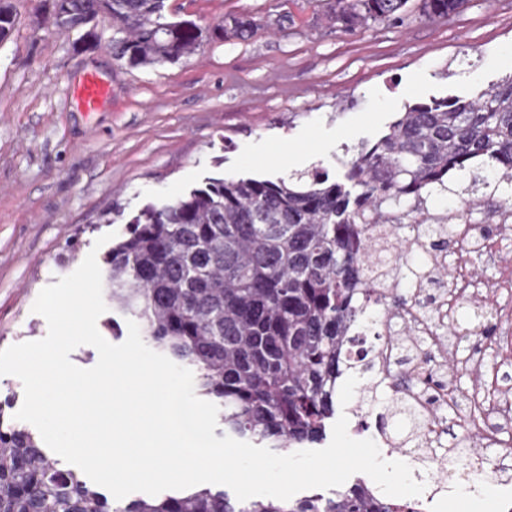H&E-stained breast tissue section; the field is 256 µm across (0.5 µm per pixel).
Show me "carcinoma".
<instances>
[{
	"instance_id": "carcinoma-1",
	"label": "carcinoma",
	"mask_w": 512,
	"mask_h": 512,
	"mask_svg": "<svg viewBox=\"0 0 512 512\" xmlns=\"http://www.w3.org/2000/svg\"><path fill=\"white\" fill-rule=\"evenodd\" d=\"M38 14L55 27L99 19L121 37L112 56L130 67L162 66L196 54L203 30L166 20L164 0H63ZM408 0H328L324 19L340 32L410 17ZM465 0H419L418 17L445 18ZM11 0H0V40L14 29ZM261 19L229 14L215 28L247 40ZM448 199L431 211L428 200ZM487 200L492 216L512 218V76L479 99L416 102L340 178L314 166L276 179L209 177L176 197L115 218L125 229L103 257L106 326L141 336L193 372L196 395L219 408L224 434L284 453L323 440L334 415L336 382L353 369L346 343L367 302L393 308L400 295H376L386 261H403L398 230L423 226L435 250L453 248L458 225ZM356 483L287 501H239L210 487L109 503L79 473L45 455L32 432L0 412V512H405Z\"/></svg>"
}]
</instances>
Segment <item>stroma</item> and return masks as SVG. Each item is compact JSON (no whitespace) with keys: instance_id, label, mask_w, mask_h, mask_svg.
<instances>
[{"instance_id":"1","label":"stroma","mask_w":512,"mask_h":512,"mask_svg":"<svg viewBox=\"0 0 512 512\" xmlns=\"http://www.w3.org/2000/svg\"><path fill=\"white\" fill-rule=\"evenodd\" d=\"M18 12L0 41V349L42 339L32 310L39 292L74 272L100 236L122 233L102 216L113 203L134 213L212 176L276 178L321 164L339 176L361 143L374 142L405 107L452 95L478 98L512 75V0H466L461 13L343 33L321 22L325 0H165L164 13L202 26L256 14L245 42L207 37L192 57L132 68L106 46H78L38 16L39 0H11ZM109 97L93 111L78 100L87 74ZM367 381L338 379L335 408L357 440L377 434L387 401L361 396ZM448 416L439 468L448 499L462 489L458 460L473 451Z\"/></svg>"}]
</instances>
